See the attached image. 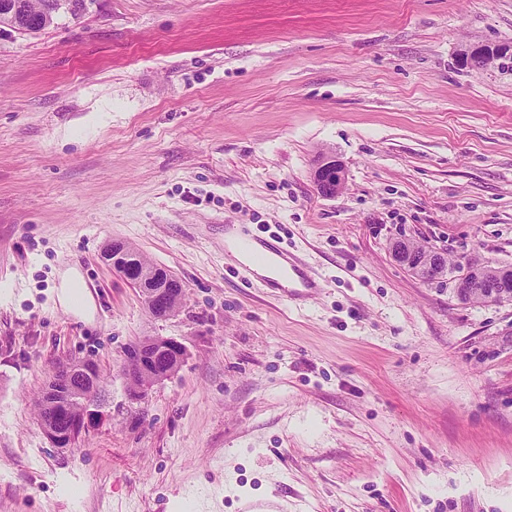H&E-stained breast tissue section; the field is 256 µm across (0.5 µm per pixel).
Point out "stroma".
<instances>
[{
	"instance_id": "obj_1",
	"label": "stroma",
	"mask_w": 512,
	"mask_h": 512,
	"mask_svg": "<svg viewBox=\"0 0 512 512\" xmlns=\"http://www.w3.org/2000/svg\"><path fill=\"white\" fill-rule=\"evenodd\" d=\"M486 49L512 55V0H86L0 26V512H512V305L391 252L512 263V68L471 66ZM228 224L323 288L234 270ZM114 241L182 282L173 315ZM67 273L87 306L58 303ZM144 336L186 356L136 405ZM66 361L105 401L60 449L35 403ZM314 180L319 192L327 196L335 195L344 187V168L336 158L327 157L316 169ZM130 249L138 258V268L135 264L136 259L128 249L127 245L121 241H114L106 247L107 253L112 257V269L130 281L142 295L146 306L155 304L153 309L154 315L158 319L169 317L176 308L168 307V299L173 295L172 302L180 303V295H174L176 288H167L168 282L174 277L163 267L150 268L157 265L148 259L144 254L136 248L130 246ZM402 245L411 248V250L418 256H422L428 249L405 242L403 240L397 241V246H396V244H394V251L397 254L398 258L401 259V261L406 266L410 267L413 272H415L419 276H421L423 274V272H426L425 273L426 278L427 279L431 278V282L439 281L441 279L440 271L434 269L435 266H433L432 259L430 256L422 259L421 261H419L417 263H415V262L413 263L410 261V259H407L405 253L403 252V249L401 247H398V246H402Z\"/></svg>"
}]
</instances>
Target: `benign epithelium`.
Returning a JSON list of instances; mask_svg holds the SVG:
<instances>
[{
	"label": "benign epithelium",
	"mask_w": 512,
	"mask_h": 512,
	"mask_svg": "<svg viewBox=\"0 0 512 512\" xmlns=\"http://www.w3.org/2000/svg\"><path fill=\"white\" fill-rule=\"evenodd\" d=\"M315 184L319 192L328 196L340 192L345 184V172L342 164L334 157L322 161L314 174ZM107 253L112 257V269L130 281L142 295L148 306H154L156 318L169 317L174 309L168 307V302L180 303V296L175 290L168 287L173 280L172 274L165 268L144 269L136 266V259L121 241H114L106 247ZM394 251L398 258L418 275L426 274L431 281L440 280V271L434 269L431 257H426L417 263L407 259L403 249L396 246ZM459 270L454 276L453 287L455 293L464 297L469 293L470 277L477 274L471 258L461 257L456 260ZM186 355L184 346L172 339L163 336H145L130 349L123 363L122 373L127 382V396L130 401L141 403L145 401L149 389L156 383L170 378L180 366ZM167 357L168 366L163 371L149 372L144 366L153 365L158 357ZM86 421L75 420L71 422L69 430L59 432L55 427L48 426L45 433L53 446L68 448L72 445L73 436L82 432Z\"/></svg>",
	"instance_id": "7a95c632"
}]
</instances>
